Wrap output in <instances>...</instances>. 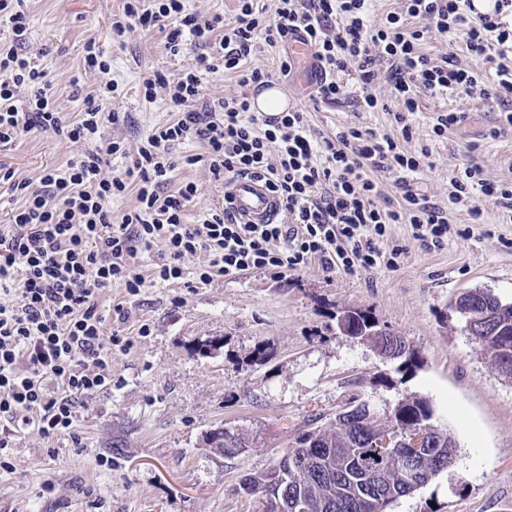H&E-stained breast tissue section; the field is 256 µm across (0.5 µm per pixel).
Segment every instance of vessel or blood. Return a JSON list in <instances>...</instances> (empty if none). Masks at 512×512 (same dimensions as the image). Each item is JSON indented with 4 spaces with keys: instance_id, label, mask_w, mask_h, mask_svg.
Masks as SVG:
<instances>
[{
    "instance_id": "vessel-or-blood-1",
    "label": "vessel or blood",
    "mask_w": 512,
    "mask_h": 512,
    "mask_svg": "<svg viewBox=\"0 0 512 512\" xmlns=\"http://www.w3.org/2000/svg\"><path fill=\"white\" fill-rule=\"evenodd\" d=\"M224 201L244 224H270L281 215L276 194L265 180L256 177H237L227 182Z\"/></svg>"
}]
</instances>
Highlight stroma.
Masks as SVG:
<instances>
[{"label": "stroma", "mask_w": 512, "mask_h": 512, "mask_svg": "<svg viewBox=\"0 0 512 512\" xmlns=\"http://www.w3.org/2000/svg\"><path fill=\"white\" fill-rule=\"evenodd\" d=\"M125 4L26 0L30 24L22 44L23 52L41 56L57 105L71 120L99 82L83 70V47L92 40L103 48L118 85L108 108L124 115L119 125L106 126L105 135L124 139L130 150L112 162L121 172L132 167L141 142L172 118L164 89L144 100V79L193 64L192 53L167 52L160 30H133L114 42L109 21ZM286 52L264 44L253 63L288 84L312 128L327 135L348 125L392 132L390 113L398 104L388 83L373 89L386 106L382 112L316 105L309 70L296 66L281 74ZM444 108L466 119L436 140L427 123ZM416 119L419 135L408 148H427L431 165L410 177L413 190L447 205L450 179L475 163L485 178L512 184V134L489 138L497 123L490 107L455 93L428 95ZM82 150L35 134L0 144V169L35 182L44 169L62 167ZM171 152L199 158L175 171L164 188L170 194L181 182L198 184L201 195L187 210L188 223L223 209L224 182L204 162V146L176 144ZM481 208L483 222L474 227L466 212H455L458 232L440 248L413 240L406 225H393V240L405 248L394 268L328 274L314 262L285 276L258 270L194 288L151 285L135 296L113 287L100 300L105 331L130 337L132 345L112 352L111 389L79 398L75 436L48 442L32 430L20 434L11 472L0 471V512H261L239 481L269 468L308 415L333 419L354 397L384 426L405 396L430 401L435 424L456 441L457 456L448 472L387 512H512V381L489 367L488 351L449 307L469 288H488L512 301V222L504 223L493 201H482ZM117 303L124 319L113 311ZM353 308L402 336L416 352L414 367L400 368L340 334L336 317ZM144 323L150 330L143 336ZM222 428L246 436V451L227 457L211 448L208 435ZM105 457L111 467L101 466Z\"/></svg>", "instance_id": "1"}]
</instances>
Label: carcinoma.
Masks as SVG:
<instances>
[{"instance_id": "1", "label": "carcinoma", "mask_w": 512, "mask_h": 512, "mask_svg": "<svg viewBox=\"0 0 512 512\" xmlns=\"http://www.w3.org/2000/svg\"><path fill=\"white\" fill-rule=\"evenodd\" d=\"M455 313L464 324L489 327V335L475 340L493 352L492 359L512 364V303L504 302L486 288H472L462 292L452 304ZM344 315L353 323L355 331L363 333L373 328L377 334L368 337L378 350H401V364L414 365L415 353L403 338L380 325L370 314L361 310H346ZM347 419L334 418L329 426L318 424L319 418L308 420L288 446V455L303 459L310 456L329 458L335 472L328 478L312 468L303 471L288 469L277 473L272 466L259 473L244 475L240 489L249 495L267 499L280 495L283 508L278 512H292L291 503L302 498L312 505V512H380V505H391L397 499L410 494L396 471L380 463L378 449L373 447V430L368 425L363 407L357 405L348 410ZM391 423L400 430L411 433L424 424L431 423L433 409L430 402L421 397H403L390 411ZM440 438L446 439L441 449L444 459H431L425 469L438 477L442 471L438 465L452 467L456 458V443L446 428L433 427ZM209 443L226 456H233L247 447L244 437L219 430L209 435Z\"/></svg>"}]
</instances>
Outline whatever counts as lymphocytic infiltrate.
Returning a JSON list of instances; mask_svg holds the SVG:
<instances>
[{
  "label": "lymphocytic infiltrate",
  "instance_id": "obj_1",
  "mask_svg": "<svg viewBox=\"0 0 512 512\" xmlns=\"http://www.w3.org/2000/svg\"><path fill=\"white\" fill-rule=\"evenodd\" d=\"M374 0H278L274 17H265L258 0H238L230 22L186 13L183 0H127L122 16L110 23L113 39L137 28L166 34L171 56L193 51V67L173 75L155 73L143 82L145 100L166 89L172 122L158 127L139 147L125 175L105 173L112 158L126 157L124 141L105 138L106 125L120 115L101 102L116 86L110 66L95 42L84 46V68L104 74L98 92L86 96L79 119L61 115L45 67L20 51L17 42L29 25L15 0H0V32L12 36L0 47V143L31 133H49L90 149L45 170L39 182L0 173V187L24 204L0 227V469L9 470L19 432L37 430L47 441L73 434L77 400L112 387V352L127 340L106 335L99 300L118 285L138 295L147 282L172 283L186 277L181 259L204 250L207 265L193 283L219 276L267 270L286 275L317 260L328 273L353 274L395 267L404 249L390 244L391 227L409 225L414 240L432 246L453 231L450 213L463 210L471 223L482 221L480 201L495 199L512 219V184L484 178L470 164L454 176L447 206L404 188L400 197L382 199V174L421 172L428 150H407L415 132L412 117L422 96L455 92L497 105L500 118L489 131L496 138L512 130V0H494L487 10L472 0H399L398 8L373 21ZM431 21L448 51L433 61L423 51L427 32L408 27L411 18ZM304 36L314 49L316 97L324 103L354 101L379 108L371 87L387 80L400 108L393 114L398 135L346 126L325 137L312 130L304 110L262 118L251 110L248 90L264 86L268 72L251 66L261 43H288ZM495 65L485 83L476 62ZM354 69L363 87L353 96L337 81ZM234 75L235 93L214 100L202 91V77L216 71ZM24 106H17L21 89ZM199 141L207 149L215 177H258L278 194L285 224H243L229 210H212L201 223L186 221V208L198 195L195 182L176 192L161 189L179 164L170 148ZM136 189L138 204L120 222L112 202ZM281 249H274V242ZM162 245L166 262L144 269L143 253Z\"/></svg>",
  "mask_w": 512,
  "mask_h": 512
}]
</instances>
